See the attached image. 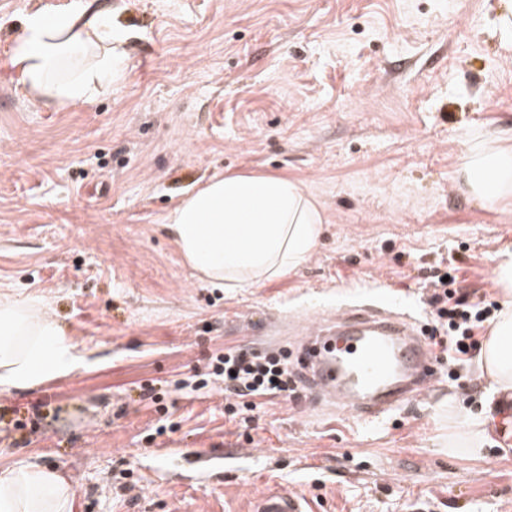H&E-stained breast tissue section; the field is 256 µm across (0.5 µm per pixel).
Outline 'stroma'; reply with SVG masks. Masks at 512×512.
<instances>
[{
	"label": "stroma",
	"instance_id": "35a3bbf8",
	"mask_svg": "<svg viewBox=\"0 0 512 512\" xmlns=\"http://www.w3.org/2000/svg\"><path fill=\"white\" fill-rule=\"evenodd\" d=\"M80 2L0 0V292L43 296L85 358L0 392V464L55 467L76 512H251L274 486L314 512H512V402L491 407L478 361L456 379L440 362L428 394L374 422L302 383L235 418L205 379L235 348L296 368L297 323L363 297L432 327L423 282L440 258L502 303L512 201L487 210L449 182L473 136H512L498 0H112L125 83L33 106L11 66L16 22ZM242 172L302 181L326 231L294 271L224 290L197 280L166 224ZM479 417L482 456L448 450ZM223 451V482L175 478L184 455Z\"/></svg>",
	"mask_w": 512,
	"mask_h": 512
}]
</instances>
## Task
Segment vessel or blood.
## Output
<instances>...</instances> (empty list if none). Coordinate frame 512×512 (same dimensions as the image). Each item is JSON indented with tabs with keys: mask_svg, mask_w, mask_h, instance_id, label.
<instances>
[{
	"mask_svg": "<svg viewBox=\"0 0 512 512\" xmlns=\"http://www.w3.org/2000/svg\"><path fill=\"white\" fill-rule=\"evenodd\" d=\"M301 373L338 412L361 420L387 415L416 399L436 379V358L418 326L383 306L362 305L313 328ZM252 512H308L303 494L259 495Z\"/></svg>",
	"mask_w": 512,
	"mask_h": 512,
	"instance_id": "vessel-or-blood-1",
	"label": "vessel or blood"
}]
</instances>
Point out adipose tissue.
<instances>
[{"mask_svg": "<svg viewBox=\"0 0 512 512\" xmlns=\"http://www.w3.org/2000/svg\"><path fill=\"white\" fill-rule=\"evenodd\" d=\"M12 65L28 99L65 110L127 78L126 34L107 0L20 23ZM482 207L512 200V141L470 140L450 176ZM325 213L302 182L262 173L212 177L173 210L166 229L197 277L214 287L247 288L277 279L316 254ZM506 297L482 344L481 369L494 394L512 393V254L495 271ZM72 339L37 296L0 294V391L25 390L81 366ZM61 474L27 461L0 468V512H73Z\"/></svg>", "mask_w": 512, "mask_h": 512, "instance_id": "ef3b65f1", "label": "adipose tissue"}]
</instances>
